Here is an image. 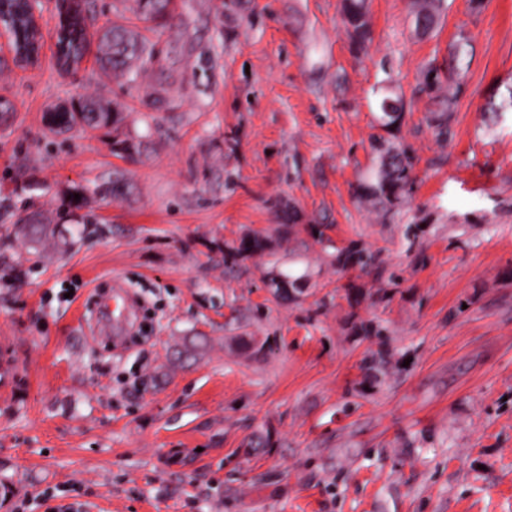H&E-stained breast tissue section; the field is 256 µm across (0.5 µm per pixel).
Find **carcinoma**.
I'll return each mask as SVG.
<instances>
[{
  "label": "carcinoma",
  "mask_w": 512,
  "mask_h": 512,
  "mask_svg": "<svg viewBox=\"0 0 512 512\" xmlns=\"http://www.w3.org/2000/svg\"><path fill=\"white\" fill-rule=\"evenodd\" d=\"M144 19L163 21L168 14L171 0H138ZM442 0H411V8L416 19L428 32L435 25ZM343 22L352 33L358 45L363 46L370 40L371 29L369 5L367 0H345ZM67 43L57 55L61 68L65 71L78 64L85 49L84 19L74 17L65 27ZM100 68L113 72H127L134 60L147 67L153 64L158 53L155 44L145 38H138L121 27L106 29L101 38ZM472 46L468 37L461 33L457 36L448 65V81L454 90L446 95L439 94L440 84L428 87L434 93L437 107L432 109L430 125L438 137L446 140L451 136V127L456 112L461 81L469 67ZM382 116L380 127L389 132L400 125L408 105L400 96H386L380 104ZM117 121V113H111L93 99H84L53 114L54 129L65 133L76 126L95 129ZM371 152L376 165L367 181L360 188V197L377 204L385 213L390 214L410 197L415 183L414 159L409 152L383 135L371 138ZM377 256L357 245L349 246L336 254V261L344 268L357 267L366 270L373 266Z\"/></svg>",
  "instance_id": "obj_1"
}]
</instances>
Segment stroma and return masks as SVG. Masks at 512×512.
<instances>
[{
    "label": "stroma",
    "instance_id": "1",
    "mask_svg": "<svg viewBox=\"0 0 512 512\" xmlns=\"http://www.w3.org/2000/svg\"><path fill=\"white\" fill-rule=\"evenodd\" d=\"M135 9L48 0L38 63L0 57V512H512V0H447L425 36L369 0L362 51L343 0H172L163 33ZM113 25L161 67L101 70ZM461 33L444 143L422 87ZM389 93L417 179L386 215L358 190ZM85 98L123 121L52 133ZM354 243L381 263L338 267ZM118 286L139 305L109 341ZM68 36L67 43L61 48L57 55L61 68L68 71L77 65L83 57L85 49V28L83 17H74L65 27Z\"/></svg>",
    "mask_w": 512,
    "mask_h": 512
}]
</instances>
